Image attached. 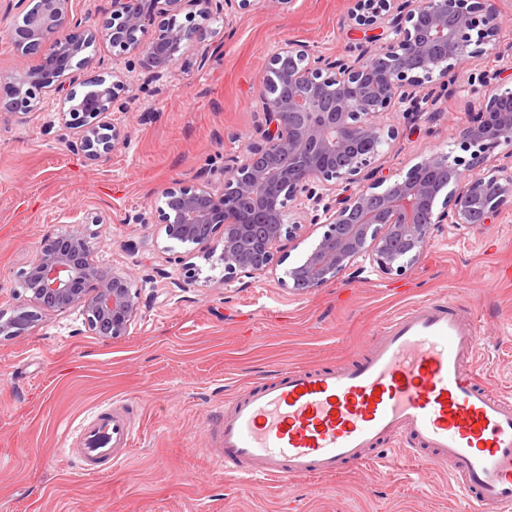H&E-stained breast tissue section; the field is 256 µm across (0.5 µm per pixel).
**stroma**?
<instances>
[{
    "label": "stroma",
    "instance_id": "stroma-1",
    "mask_svg": "<svg viewBox=\"0 0 512 512\" xmlns=\"http://www.w3.org/2000/svg\"><path fill=\"white\" fill-rule=\"evenodd\" d=\"M35 2L0 0V73L26 67L9 32ZM496 6L497 40L456 66L447 88L420 87L437 99L433 121L411 131L400 113L379 116L399 130L382 148L384 171L406 173L437 151L465 169L512 153L504 142L479 162L461 139L481 107L483 74L512 63L501 55L512 43V0ZM354 9L355 0H296L281 14L254 0L213 21L221 52L191 45L158 82L147 80L137 55L89 47L92 63L79 79L117 71L125 82L109 119L128 139L100 166L67 148L72 133L55 99L0 114V317L24 311L21 281L45 241L77 227L95 238L94 262L128 272L141 294L135 320L116 339L90 331L78 308L0 335V512H462L443 467L399 451L382 470L349 463L332 476L259 487L215 467L207 451L212 423L247 388L288 367L348 364L392 314L431 299H453L476 321V365L492 359L493 387L512 391V202L495 223L444 225L403 276L368 268L310 294L280 281L325 231L311 215H301L287 256L245 284H222L221 270L189 257V245L167 240L159 224L166 189L201 177L221 183L227 161L256 140L258 85L281 45L352 59L370 50L350 32ZM191 261L201 275L189 284ZM112 404L129 411L137 445L121 466L100 462L86 473L66 440Z\"/></svg>",
    "mask_w": 512,
    "mask_h": 512
}]
</instances>
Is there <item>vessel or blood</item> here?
Instances as JSON below:
<instances>
[{
	"label": "vessel or blood",
	"instance_id": "b4317fda",
	"mask_svg": "<svg viewBox=\"0 0 512 512\" xmlns=\"http://www.w3.org/2000/svg\"><path fill=\"white\" fill-rule=\"evenodd\" d=\"M477 347L476 325L455 304L401 313L357 363L283 369L246 390L219 417L211 456L250 483H285L365 459L386 467V457L368 449L404 435L447 466L466 512H512V396L473 372ZM135 440L115 407L78 428L73 451L117 465Z\"/></svg>",
	"mask_w": 512,
	"mask_h": 512
}]
</instances>
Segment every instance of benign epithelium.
<instances>
[{"mask_svg": "<svg viewBox=\"0 0 512 512\" xmlns=\"http://www.w3.org/2000/svg\"><path fill=\"white\" fill-rule=\"evenodd\" d=\"M357 8L353 30L379 48L354 59L302 45L279 48L265 77L272 91L260 87L265 112L259 138L225 165L223 186L203 180L164 192L170 204L159 207V217L166 238L195 246L211 268L223 267L226 282L242 283L287 252L301 224L286 223V207L300 197L322 211L314 222L327 226L281 280L305 294L358 276L364 271L360 258L382 275L401 276L443 225L491 224L512 196V155L482 174L461 171L444 152L396 179L379 165L382 146L398 130L382 127L376 117L394 111L410 123L432 119L409 89L435 79L448 84V73L475 57L471 45L495 39L494 0H358ZM185 11L194 22H178ZM218 11V0H111L108 17L82 23L72 16L71 0H38L10 30L18 54L38 60L9 83L4 109L24 114L44 96L58 97L62 121L72 130L69 148L92 164L105 162L127 138L108 121L123 82L97 79L77 91L73 67L90 63L77 56L102 42L139 55L142 67L159 79L186 47L213 34ZM285 55L292 59L287 70L279 66ZM500 80V71L485 75L480 111L461 131L462 140L482 153L512 139V88L500 90ZM331 194L333 202L322 204ZM219 228L224 241L218 253L210 242ZM94 249L93 238L79 229L44 244L22 282L32 310L21 319L31 325L43 313L80 307L96 335H125L140 309V292L129 274L96 266Z\"/></svg>", "mask_w": 512, "mask_h": 512, "instance_id": "7a95c632", "label": "benign epithelium"}]
</instances>
